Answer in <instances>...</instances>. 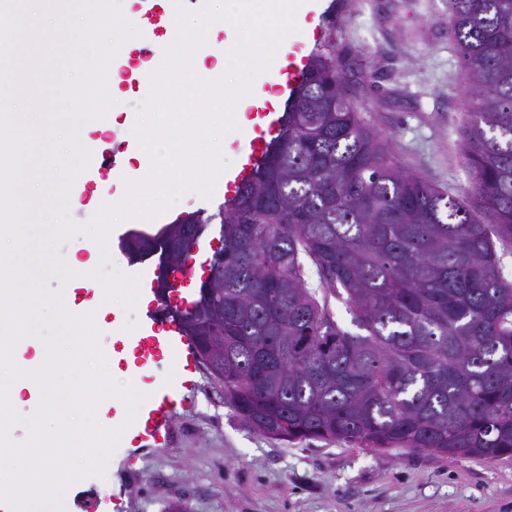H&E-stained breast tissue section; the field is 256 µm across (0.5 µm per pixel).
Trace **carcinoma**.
I'll use <instances>...</instances> for the list:
<instances>
[{"label":"carcinoma","mask_w":512,"mask_h":512,"mask_svg":"<svg viewBox=\"0 0 512 512\" xmlns=\"http://www.w3.org/2000/svg\"><path fill=\"white\" fill-rule=\"evenodd\" d=\"M473 85L458 196L400 167L336 67L312 55L263 165L206 217L129 240L169 270L220 224L199 297L174 311L258 434L450 459L512 457V0H448ZM343 302L353 333L334 317Z\"/></svg>","instance_id":"carcinoma-1"}]
</instances>
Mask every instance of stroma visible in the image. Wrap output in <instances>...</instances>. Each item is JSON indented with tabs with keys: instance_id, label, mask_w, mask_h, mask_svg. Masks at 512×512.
Segmentation results:
<instances>
[{
	"instance_id": "35a3bbf8",
	"label": "stroma",
	"mask_w": 512,
	"mask_h": 512,
	"mask_svg": "<svg viewBox=\"0 0 512 512\" xmlns=\"http://www.w3.org/2000/svg\"><path fill=\"white\" fill-rule=\"evenodd\" d=\"M332 28L351 96L364 119L390 137L400 164L450 194L468 185L461 128L472 82L448 36V0H343ZM107 136L81 131L86 149L126 143L123 177L111 194L146 178L139 140L122 118ZM223 185L211 196L191 189L164 214L146 223L127 218L107 236L114 266L134 275L121 248L133 230L156 232L177 217L213 213ZM124 357L130 381L152 397L179 389L183 403L171 421L166 447L136 438L138 421L121 399L95 409L103 424H126L131 441H118L105 477L74 482L65 512H512V458L450 460L427 451L370 450L344 442L284 443L256 434L224 400V386L179 346L140 368L132 350Z\"/></svg>"
}]
</instances>
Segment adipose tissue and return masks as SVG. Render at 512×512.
<instances>
[{"label": "adipose tissue", "instance_id": "1", "mask_svg": "<svg viewBox=\"0 0 512 512\" xmlns=\"http://www.w3.org/2000/svg\"><path fill=\"white\" fill-rule=\"evenodd\" d=\"M212 5L216 19L230 26L233 34L226 57H235L244 66L251 60L241 53L243 44L256 39L279 41L289 26L303 22L300 15L284 10L277 0H212Z\"/></svg>", "mask_w": 512, "mask_h": 512}]
</instances>
